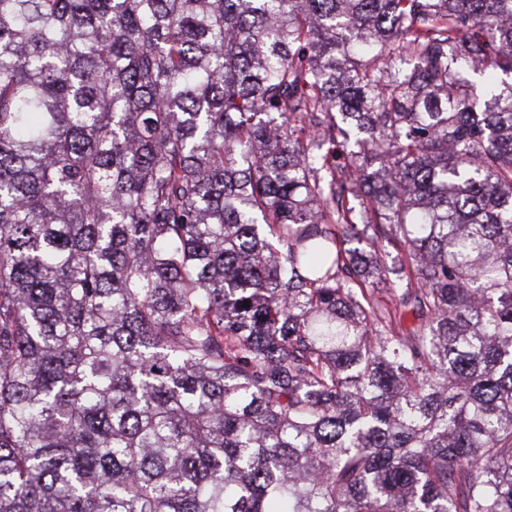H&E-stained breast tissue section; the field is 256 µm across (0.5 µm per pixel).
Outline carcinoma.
Returning a JSON list of instances; mask_svg holds the SVG:
<instances>
[{
  "label": "carcinoma",
  "mask_w": 512,
  "mask_h": 512,
  "mask_svg": "<svg viewBox=\"0 0 512 512\" xmlns=\"http://www.w3.org/2000/svg\"><path fill=\"white\" fill-rule=\"evenodd\" d=\"M0 512H512V0H0Z\"/></svg>",
  "instance_id": "obj_1"
}]
</instances>
